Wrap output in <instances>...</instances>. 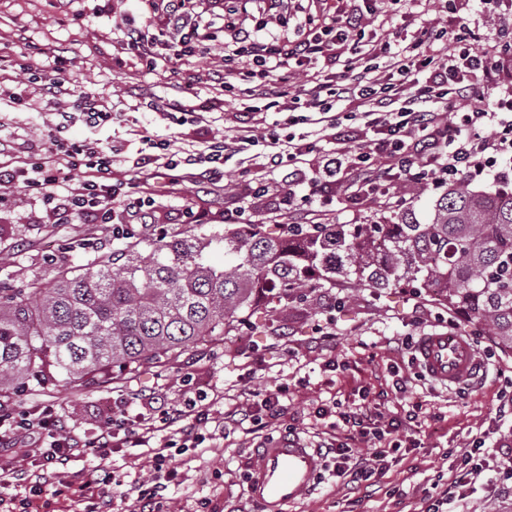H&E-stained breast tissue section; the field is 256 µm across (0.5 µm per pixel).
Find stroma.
<instances>
[{
	"label": "stroma",
	"instance_id": "stroma-1",
	"mask_svg": "<svg viewBox=\"0 0 512 512\" xmlns=\"http://www.w3.org/2000/svg\"><path fill=\"white\" fill-rule=\"evenodd\" d=\"M101 0H74L59 6L58 0H0V56L32 67L45 65L46 52L61 51L67 72L75 74L88 91L104 96L115 114L112 124L92 128L82 122L62 124L61 115L74 111L72 98L42 100L40 83L17 71L0 73V137L12 141L23 155L39 152L45 134L61 130L63 139L101 142L124 139L130 125L146 129L155 140L178 137L180 147L202 149L211 136L239 135L243 126L264 131L279 121L273 112H247L238 75V64L223 59L222 43L231 41L234 30L226 18L216 21L220 40L197 62L176 68L160 65L145 71L121 64L119 45L112 41V19L92 17ZM405 0H377L374 10H363L361 26L366 39L378 42L406 35L408 27L433 24L448 27L463 18L471 46L493 38L512 45V0H503L497 14L484 19L478 0H420L412 24H405ZM223 66L226 86H210L208 72ZM193 83L196 101L206 106L213 119L176 125L160 113L149 111L148 102L165 100L182 103L176 83ZM27 91L36 99L35 108L14 104V93ZM349 170H342L332 187L334 198L326 203L321 221L325 224H380L393 212L384 197L363 194L347 198ZM250 181L270 186L271 195L257 199L256 223L273 235L285 234L293 220L277 205L276 196L287 191L282 173L265 166L252 151L233 155L224 165V179L214 183L199 170H188L177 184L163 179L145 182L143 189L155 200L140 236L150 239L165 232H181L185 208L202 216L192 232L210 233L224 228V203L237 183ZM118 241L101 224H60L41 196L9 189L0 206V288L27 287L34 281H49L54 267L80 268L94 257L111 253ZM343 303L330 310L331 296ZM453 325L477 345L487 366L470 389L449 390L433 385L412 361V342L422 331ZM332 337L320 342L318 327ZM335 368H328V359ZM192 373L214 404L211 418L245 404L249 393L284 383L289 387L282 416L272 435L285 428L305 439L312 447L323 442L317 408L335 400L347 406L369 403L382 416L423 404L420 416L421 442L417 448H402L381 478L372 495L352 489L325 472L315 494L290 506L288 512H428L432 485L450 470L461 467L462 455L476 438L492 432L491 444L497 456L495 468L484 472L470 496L459 505L460 512H512V499L501 497L499 467L512 462V414L500 415V396L512 380V353L497 348L484 326L451 317L444 309L415 298L410 289L376 291L356 287L312 292L307 302L288 307H258L230 335L198 344L175 359L146 365L119 375L101 385L80 386L63 382L10 395L15 406L36 410L55 406L66 416L76 434L92 432L103 413L128 400L136 412L183 402L189 387L185 373ZM407 380L406 393L393 385L395 377ZM258 444L244 427H236L219 448L190 451L188 472L181 481L169 482L164 492L167 512H197L207 504L209 512H259L246 494L245 466Z\"/></svg>",
	"mask_w": 512,
	"mask_h": 512
}]
</instances>
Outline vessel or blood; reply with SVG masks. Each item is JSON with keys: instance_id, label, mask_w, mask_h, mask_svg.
Listing matches in <instances>:
<instances>
[{"instance_id": "b4317fda", "label": "vessel or blood", "mask_w": 512, "mask_h": 512, "mask_svg": "<svg viewBox=\"0 0 512 512\" xmlns=\"http://www.w3.org/2000/svg\"><path fill=\"white\" fill-rule=\"evenodd\" d=\"M413 359L424 377L445 387L470 384L484 364L469 337L446 327L422 333L413 347ZM325 469L321 452L301 437L268 441L255 453L247 495L261 512H287L289 505L312 494Z\"/></svg>"}]
</instances>
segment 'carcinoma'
Listing matches in <instances>:
<instances>
[{
	"label": "carcinoma",
	"instance_id": "obj_1",
	"mask_svg": "<svg viewBox=\"0 0 512 512\" xmlns=\"http://www.w3.org/2000/svg\"><path fill=\"white\" fill-rule=\"evenodd\" d=\"M224 249V267L206 249ZM439 287L432 302L489 330L512 352V193L448 187L419 223L321 224L273 236L260 224L221 235L133 241L79 275L0 288V391L21 378L45 387L105 383L116 368L171 359L229 335L262 299L303 301L316 288Z\"/></svg>",
	"mask_w": 512,
	"mask_h": 512
}]
</instances>
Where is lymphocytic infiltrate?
Segmentation results:
<instances>
[{
	"instance_id": "obj_1",
	"label": "lymphocytic infiltrate",
	"mask_w": 512,
	"mask_h": 512,
	"mask_svg": "<svg viewBox=\"0 0 512 512\" xmlns=\"http://www.w3.org/2000/svg\"><path fill=\"white\" fill-rule=\"evenodd\" d=\"M207 0H141L142 19L134 21L116 16L112 29L120 36L124 53L146 69L159 63L188 64L204 54L215 36L205 7ZM264 12L288 15L296 26L308 28L303 40L291 39L288 31L258 33L246 18H237L231 43L225 44V56L242 66L248 85L245 96L260 101L263 111L294 113L295 123L336 128L340 122L335 111L337 101H356L357 115L372 139L355 146L326 148L305 137L288 135L260 137L252 127H244L239 138L241 149L261 147L273 169H283L288 179L301 172L305 156L318 153L320 161L309 178L310 194L296 196L288 192L282 198L294 214V227L315 222V196L325 192L342 169L350 167L357 192L385 195L394 191L398 175L418 182L455 181L461 172L482 174L501 162L512 164V118L500 111L501 102L487 95L480 107L464 113L461 124L445 122L438 105L449 97L463 99L476 83H491L503 67V60L486 48L445 40L443 31L429 26L416 30L406 44L369 47L354 39L360 25L357 13L340 17L316 18L304 0H259ZM348 43L355 55H379L383 65L368 64L352 69L343 81L330 74H308L307 86L298 94L280 97L273 84L287 82L291 74L304 71L317 59L333 60L337 44ZM52 98L72 97L78 103L87 126L112 122V109L105 98L85 91L78 78L57 76L46 85ZM231 146L223 137L212 136L203 150L177 149L137 158L140 171L165 172L169 181H177L184 168L209 161L204 174L211 181L224 177L220 165ZM121 149L95 140L64 144L62 139L45 140L41 154L22 157L8 142L0 141V186H11L25 193L42 195L53 204L65 222L111 226L116 239H130L136 234L135 216L146 215L153 205L139 182H115L112 169ZM204 393L186 398L177 406L159 409L153 417L131 413L117 407L106 416L94 435L78 436L68 431L65 421L54 408L35 412H18L0 404V512H28L33 499L50 491L47 476L57 478L56 495L69 501V512H115L117 503L135 501L145 512H164L161 493L166 484L178 476L172 450L175 444L197 448L227 436L224 422H211ZM318 419L327 421L331 431L343 432V439H332L326 448L335 460L337 477L349 479L356 487L375 485L387 467V458L399 451L395 433L409 432L417 421V411L390 415L385 426L369 428L370 407L340 409L338 402L318 409ZM176 428L180 441L168 440L166 432ZM372 442L375 450L370 459L354 457L352 441ZM29 449L34 469H15L10 458ZM124 448L151 449L154 475L143 482H126L123 474L112 470L109 460ZM97 459L89 470L68 474L69 463ZM483 463L465 457L458 475L449 483H434L429 512H448L449 505L464 499L470 484L475 483ZM20 485L28 489L26 498L15 500L2 496V489Z\"/></svg>"
}]
</instances>
